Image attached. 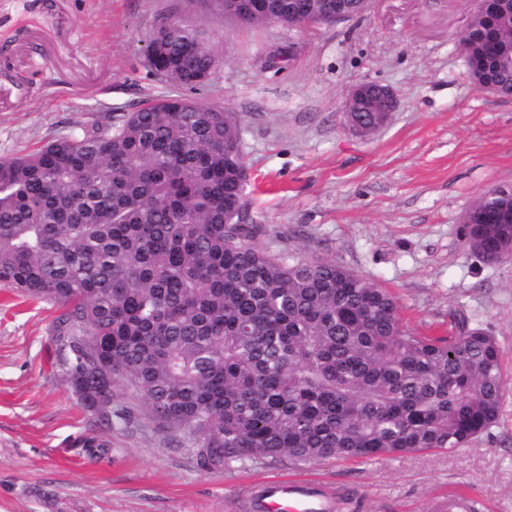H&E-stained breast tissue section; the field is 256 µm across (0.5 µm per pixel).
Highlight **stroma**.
<instances>
[{
	"label": "stroma",
	"mask_w": 512,
	"mask_h": 512,
	"mask_svg": "<svg viewBox=\"0 0 512 512\" xmlns=\"http://www.w3.org/2000/svg\"><path fill=\"white\" fill-rule=\"evenodd\" d=\"M473 0H374L338 24H244L211 0H0V45L29 84L0 78V157L27 152L104 113L171 94L145 45L163 20L199 30L219 63L195 91L232 110L250 180L247 220L275 253L336 261L389 289L405 323L448 336L479 326L502 349L497 421L466 447L310 466L339 512H434L453 494L512 512V263L464 240L484 192L512 187V98L467 76L459 43ZM377 81L399 108L374 135L347 132L341 108ZM57 312L0 288V512H246L260 479L288 463L206 469L174 446L144 402L119 393L126 423L94 417L55 362Z\"/></svg>",
	"instance_id": "obj_1"
}]
</instances>
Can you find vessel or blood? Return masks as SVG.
Returning a JSON list of instances; mask_svg holds the SVG:
<instances>
[{
  "label": "vessel or blood",
  "mask_w": 512,
  "mask_h": 512,
  "mask_svg": "<svg viewBox=\"0 0 512 512\" xmlns=\"http://www.w3.org/2000/svg\"><path fill=\"white\" fill-rule=\"evenodd\" d=\"M260 512H334L335 498L323 480L308 476H269L259 483Z\"/></svg>",
  "instance_id": "1"
}]
</instances>
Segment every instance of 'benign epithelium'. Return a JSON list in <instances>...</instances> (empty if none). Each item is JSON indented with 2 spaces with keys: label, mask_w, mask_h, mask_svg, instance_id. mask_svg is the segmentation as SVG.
Masks as SVG:
<instances>
[{
  "label": "benign epithelium",
  "mask_w": 512,
  "mask_h": 512,
  "mask_svg": "<svg viewBox=\"0 0 512 512\" xmlns=\"http://www.w3.org/2000/svg\"><path fill=\"white\" fill-rule=\"evenodd\" d=\"M476 9L472 19L481 23L483 28H490L501 18L512 16V0H474ZM288 12L294 14L298 25L305 26L315 21L337 23L354 16L348 9L346 0H324L323 8L317 18L309 15V4L296 0ZM224 14L232 16L241 22L248 23L257 15H265L273 23L280 22L283 17L280 4L275 0H224ZM398 108V96L388 85L376 82H365L355 86L349 93L343 112L346 124L353 133L366 136L383 128ZM362 112H376L380 120L372 126L364 125ZM483 219L491 224H511L512 211L502 210V206L485 208Z\"/></svg>",
  "instance_id": "7a95c632"
}]
</instances>
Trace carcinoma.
I'll return each instance as SVG.
<instances>
[{"label":"carcinoma","instance_id":"1","mask_svg":"<svg viewBox=\"0 0 512 512\" xmlns=\"http://www.w3.org/2000/svg\"><path fill=\"white\" fill-rule=\"evenodd\" d=\"M147 46L181 89L216 70L199 32L155 27ZM512 96V66L479 59ZM181 92L0 158V287L59 311L54 336L94 427L126 420L115 387L183 430L201 463L296 467L461 448L496 422L501 348L481 327L406 326L397 299L333 261L282 257L241 200L237 122ZM512 224H477L489 262Z\"/></svg>","mask_w":512,"mask_h":512}]
</instances>
